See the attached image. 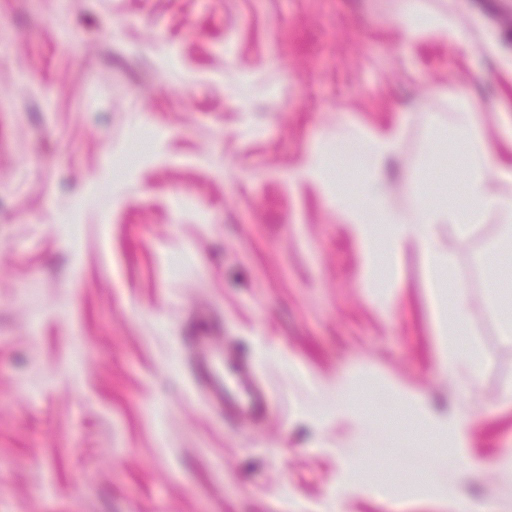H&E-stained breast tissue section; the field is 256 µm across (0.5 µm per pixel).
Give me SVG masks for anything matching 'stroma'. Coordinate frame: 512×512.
Here are the masks:
<instances>
[{"instance_id":"35a3bbf8","label":"stroma","mask_w":512,"mask_h":512,"mask_svg":"<svg viewBox=\"0 0 512 512\" xmlns=\"http://www.w3.org/2000/svg\"><path fill=\"white\" fill-rule=\"evenodd\" d=\"M415 6L462 42L406 35L405 0H0V512H512V343L485 297L499 217L446 242L483 355L471 384L437 370L416 245L368 284L335 193L298 176L314 148L398 125L392 202L462 195L436 134L461 92L512 161V0ZM208 320L263 376L262 424L193 388ZM340 369L382 436L315 425L302 376ZM393 386L462 418L482 469H432ZM340 448L362 454L361 491Z\"/></svg>"}]
</instances>
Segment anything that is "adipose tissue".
I'll list each match as a JSON object with an SVG mask.
<instances>
[{
    "label": "adipose tissue",
    "mask_w": 512,
    "mask_h": 512,
    "mask_svg": "<svg viewBox=\"0 0 512 512\" xmlns=\"http://www.w3.org/2000/svg\"><path fill=\"white\" fill-rule=\"evenodd\" d=\"M448 136L459 143L466 171L463 203L433 202L416 194L408 208L400 209L392 204L385 186L384 166L400 149L402 134L395 130L359 142L357 160L369 176L348 210V221L369 264H376L383 247L392 256L409 243L421 249L433 302L444 320L437 366L475 378L481 371L482 356L466 336L465 323L469 318L466 296L448 291L455 279V264L444 248V241L466 234L488 215L496 214L502 222L500 248L505 254H512V165L493 160L477 112L467 96H459L455 101ZM311 386L331 399L337 419L376 431V424L360 413L350 373L340 371L332 377L312 381ZM402 398L411 417L428 436V454L433 462H442L453 454L464 461L468 470H479V463L467 455L468 435L462 419L436 410L430 398L421 392H406Z\"/></svg>",
    "instance_id": "1"
}]
</instances>
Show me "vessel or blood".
I'll return each mask as SVG.
<instances>
[{"instance_id": "1", "label": "vessel or blood", "mask_w": 512, "mask_h": 512, "mask_svg": "<svg viewBox=\"0 0 512 512\" xmlns=\"http://www.w3.org/2000/svg\"><path fill=\"white\" fill-rule=\"evenodd\" d=\"M190 343L197 349L189 364L191 379L216 415L236 423L245 418L257 422L269 415L272 397L256 380L251 360L241 356L228 362L223 350L211 347L203 331L195 332Z\"/></svg>"}]
</instances>
